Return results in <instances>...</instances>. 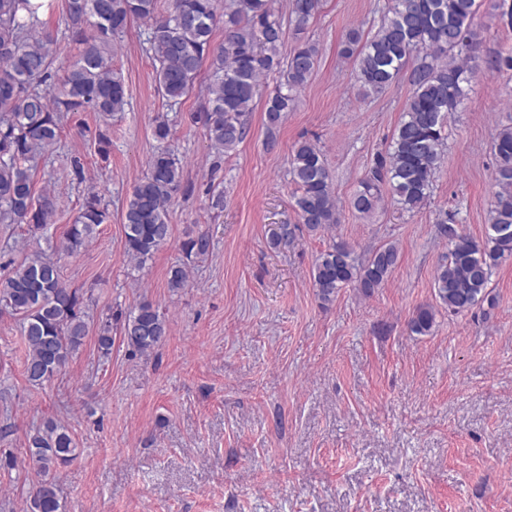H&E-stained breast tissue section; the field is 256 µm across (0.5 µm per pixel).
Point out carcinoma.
<instances>
[{
  "mask_svg": "<svg viewBox=\"0 0 512 512\" xmlns=\"http://www.w3.org/2000/svg\"><path fill=\"white\" fill-rule=\"evenodd\" d=\"M320 5L321 0H291L290 22L296 34L304 33ZM43 7L42 0H0V224H26L34 236L46 235L54 204L47 194L35 195L32 171L36 160L58 142L65 116L94 112L106 121L125 110L126 88L112 68L111 40L131 23L142 21L148 27L157 89L166 100L182 101L209 62L206 95L191 120L204 127L210 148L219 154L243 141L245 117L253 110L262 74L281 73L280 84L265 101L264 119L272 130L295 109L297 93L318 62L319 49L309 40L280 56L284 30L271 0H169L163 14L158 0H64L69 36L82 49L52 84L54 39L43 28ZM477 9V0H390L370 37L363 38L357 29L348 32L342 54L355 59L356 78L365 94L384 93L407 68L412 84L387 157L376 162L351 199L358 213H374L385 186L407 210L428 202L448 139V115L457 110L479 73L473 65L483 42L481 31L473 26ZM219 24L224 25V42L215 47L212 35ZM487 71H512V49L489 60ZM153 135L158 146L123 212L125 255L138 269L168 242L169 207L183 179L181 159L169 143L168 120L156 121ZM492 151L495 192L485 239L461 234L445 220L437 225L439 237L448 241V254L436 270L435 295L454 315L489 300L495 269L512 257V126L497 132ZM289 175L296 185L299 221L308 231L340 223L332 178L315 144L305 140L295 145ZM109 218L101 197L89 194L59 249L78 254ZM209 249V237L202 231L183 243L189 257L204 256ZM398 259L392 243L362 260L351 245L338 241L315 259L317 296L330 303L346 286L370 296L388 281ZM187 283L185 267L170 268V291ZM0 308L22 321L24 375L33 386L62 373L89 333L83 294L67 286L57 262L41 251L0 282ZM114 319L134 355H150L168 335L164 314L143 300L124 316L108 314L101 320L97 344L105 355L112 350ZM435 320L434 307L421 306L409 322L410 331L426 335ZM79 454L75 436L56 419L47 418L34 428L26 464L35 479L25 492V512H62L57 474Z\"/></svg>",
  "mask_w": 512,
  "mask_h": 512,
  "instance_id": "1",
  "label": "carcinoma"
}]
</instances>
